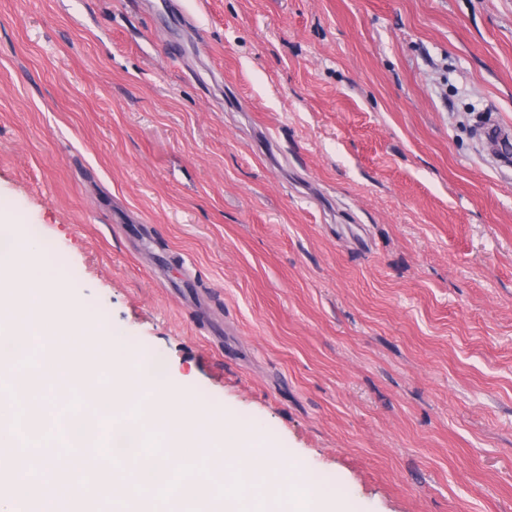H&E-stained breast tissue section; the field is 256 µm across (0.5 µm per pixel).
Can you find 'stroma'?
<instances>
[{"mask_svg":"<svg viewBox=\"0 0 512 512\" xmlns=\"http://www.w3.org/2000/svg\"><path fill=\"white\" fill-rule=\"evenodd\" d=\"M512 0H0V221L334 512H512ZM486 140L496 150L499 157L509 159L508 149L511 144V128L500 123L497 119H491L484 131Z\"/></svg>","mask_w":512,"mask_h":512,"instance_id":"stroma-1","label":"stroma"}]
</instances>
